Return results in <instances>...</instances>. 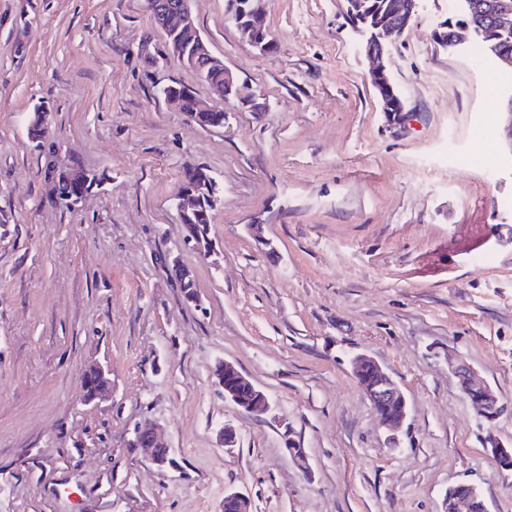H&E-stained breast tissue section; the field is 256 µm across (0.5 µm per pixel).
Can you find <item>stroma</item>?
Listing matches in <instances>:
<instances>
[{
	"label": "stroma",
	"mask_w": 512,
	"mask_h": 512,
	"mask_svg": "<svg viewBox=\"0 0 512 512\" xmlns=\"http://www.w3.org/2000/svg\"><path fill=\"white\" fill-rule=\"evenodd\" d=\"M228 0H194L211 52L266 108L203 128L162 90L208 86L166 48L144 0H0V512H444L470 484L512 512V67L435 33L448 0H418L384 62L413 117L383 112L346 0H265L259 54ZM45 141L30 135L35 109ZM483 119V140L471 128ZM492 173L434 163L449 132ZM96 179L66 208L47 163ZM220 201L215 260L183 241V173ZM263 227L254 238L249 225ZM191 271L188 302L171 273ZM404 394L380 425L354 358ZM464 358L508 411L483 422L448 366ZM233 362L272 402L256 419L216 391ZM112 396L84 403L82 373ZM165 431L172 466L131 445ZM232 424L239 443L220 447ZM294 437L306 466L285 446Z\"/></svg>",
	"instance_id": "1"
}]
</instances>
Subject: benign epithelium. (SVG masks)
<instances>
[{
    "label": "benign epithelium",
    "instance_id": "benign-epithelium-1",
    "mask_svg": "<svg viewBox=\"0 0 512 512\" xmlns=\"http://www.w3.org/2000/svg\"><path fill=\"white\" fill-rule=\"evenodd\" d=\"M192 0H179L178 7L165 12L160 9L156 0H146L150 15L159 17L158 27L163 33L169 30H180L192 35L196 49V56L207 61L209 65H219L221 61L215 58L208 49L200 32L195 29V20L191 12ZM261 0H250L247 9L241 11L234 6L231 20L236 27L244 26L248 32L261 34L263 44H253L261 53H268L275 49V42L270 32L260 19ZM417 0H392L389 6V17L385 25L378 27L375 42L364 46L365 55L371 60L372 67L369 72L370 83L379 93L382 109H387V98L384 93L388 85L387 71L383 63L385 43L393 35H401L415 14ZM505 25L512 22V3L508 0H498L493 9L481 15V19L467 24L454 33L453 44L457 45L468 36L479 33L487 23ZM224 81L231 96L227 97L225 104L232 102L250 107L255 112H261L265 104L257 102L256 97L245 90L236 75L224 68ZM165 99L177 105L186 112L198 125L220 127L224 125L226 110L211 105L207 99L199 98L194 93L177 85H169L163 89ZM51 180L57 184L67 182L76 186V192L68 196V203L75 204L87 192L88 180L85 172L77 169H57L51 171ZM215 181L206 169L191 167L183 176L181 192L177 198L176 207L183 228V239L194 244L195 249L205 259L211 257L210 245L199 241L196 227L187 222L189 215H202L207 212L208 206L216 205ZM360 371L357 372L359 384L373 405L390 403L395 407V413L382 421V425L390 430L398 428L407 416V401L396 383L388 373L372 357L361 354L355 357ZM448 365L460 378L461 388L474 406L477 415L487 422L496 420L502 413L503 407L499 405L498 398L493 390L476 377L469 364L458 357L448 356ZM214 384L239 409L254 417H263L271 409V403L266 394L248 380L230 361H220L212 372ZM135 441L151 449L150 461L158 467L164 468L171 463L169 448L164 441L163 431L157 424L141 425L135 429ZM491 452L498 465L507 470L512 469V448H502L495 440H490ZM484 509V501L478 490L469 484H459L448 491L445 512H480Z\"/></svg>",
    "mask_w": 512,
    "mask_h": 512
}]
</instances>
